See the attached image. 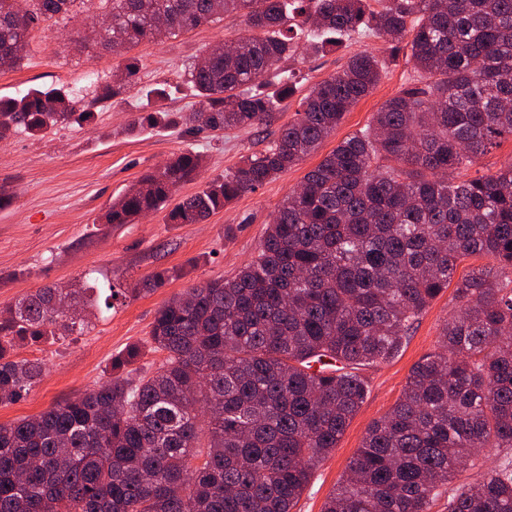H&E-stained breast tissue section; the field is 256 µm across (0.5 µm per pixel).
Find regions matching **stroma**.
<instances>
[{
    "label": "stroma",
    "mask_w": 512,
    "mask_h": 512,
    "mask_svg": "<svg viewBox=\"0 0 512 512\" xmlns=\"http://www.w3.org/2000/svg\"><path fill=\"white\" fill-rule=\"evenodd\" d=\"M97 10L38 22L19 67L0 71V97L32 88L74 90L89 122L33 136L18 132L0 142V185L14 198L0 207V309L48 285L107 284L128 289L124 303L88 311L91 330L64 341L18 344L17 358L43 363L40 381L20 401L0 406V423L38 414L53 404L109 381L112 359L133 346L141 354L129 366L131 377L154 373L165 359L154 350L151 329L158 308L187 288L231 278L256 256L268 224L288 192L345 137L366 129L380 107L407 88L412 69L405 52L369 37L348 47L320 53L300 52L291 67L303 80L299 95L334 74L347 56L370 52L382 60L384 75L374 90L347 112L317 150L256 191L246 193L200 224H170L159 210L131 224H106L102 217L147 171L173 154L191 148L202 157V172L183 184L188 196L222 178L242 157L263 149L284 124L293 121L297 98L282 102L270 125L259 129L187 132L165 121L135 127L133 115L164 109L189 112L198 105L184 77L186 66L211 45L236 39L243 26L231 14L188 32L134 47L139 69L125 92L100 100L103 86L121 78L120 57L100 44ZM170 84L171 98L156 100L150 91ZM182 275L151 292L141 280L158 268ZM454 289L435 298L414 323L401 351L389 361L365 367L367 393L337 447L313 470L294 512H322L346 467L360 448L369 425L400 398L411 368L438 346L444 321L457 308Z\"/></svg>",
    "instance_id": "obj_1"
}]
</instances>
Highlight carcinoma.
Returning a JSON list of instances; mask_svg holds the SVG:
<instances>
[{"label": "carcinoma", "mask_w": 512, "mask_h": 512, "mask_svg": "<svg viewBox=\"0 0 512 512\" xmlns=\"http://www.w3.org/2000/svg\"><path fill=\"white\" fill-rule=\"evenodd\" d=\"M95 0H0V70L20 65L33 23ZM106 45L144 41L224 14L244 18L233 51L211 48L187 69L191 130L260 128L299 83V40L318 52L374 36L410 49L411 87L345 138L284 199L257 256L231 279L187 289L156 312L159 369L119 374L38 415L0 424V512H292L366 393L364 367L393 358L412 323L473 256L492 259L456 284L459 309L439 350L411 369L395 406L368 428L322 512H512V457L475 486L449 484L473 452H512V160L465 179L512 135V0H109ZM163 16L166 24L156 23ZM138 69L103 90L116 98ZM383 76L361 52L299 100L297 119L262 151L181 199L170 224H201L295 166ZM76 95L31 89L0 97V141L91 120ZM184 150L113 203L108 224L165 207L201 170ZM180 275L161 268L150 292ZM94 287L39 288L0 316V404L22 399L39 361L18 342L82 336Z\"/></svg>", "instance_id": "1"}]
</instances>
